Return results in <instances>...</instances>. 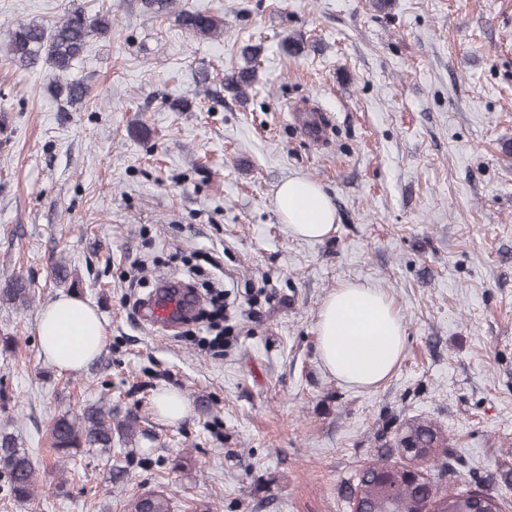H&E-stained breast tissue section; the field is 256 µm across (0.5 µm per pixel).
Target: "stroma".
Masks as SVG:
<instances>
[{"label":"stroma","mask_w":512,"mask_h":512,"mask_svg":"<svg viewBox=\"0 0 512 512\" xmlns=\"http://www.w3.org/2000/svg\"><path fill=\"white\" fill-rule=\"evenodd\" d=\"M0 0V435L29 449L33 502L0 488V512H127L149 491L172 512H352L344 489L379 453L389 417L430 420L456 443L439 487L494 476L512 512V0ZM110 14L58 96L49 65L19 69L9 32L70 8ZM181 9L224 23L218 39L181 27ZM303 39L286 54V36ZM258 49L243 97L224 87ZM314 104L333 126L305 138ZM293 175L337 211L322 240L292 237L277 211ZM220 262L237 302L222 354L206 323L168 333L138 317L160 278ZM21 280L29 303L7 300ZM348 282L381 289L405 329L383 383L338 381L316 321ZM63 294L94 307L104 347L59 371L39 344L43 308ZM180 392L171 423L153 404ZM93 404L134 415L135 462L49 445L57 418Z\"/></svg>","instance_id":"1"}]
</instances>
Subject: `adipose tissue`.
I'll return each mask as SVG.
<instances>
[{
	"label": "adipose tissue",
	"instance_id": "1",
	"mask_svg": "<svg viewBox=\"0 0 512 512\" xmlns=\"http://www.w3.org/2000/svg\"><path fill=\"white\" fill-rule=\"evenodd\" d=\"M275 204L289 234L320 240L335 229L336 208L322 185L296 175L283 181ZM318 349L331 374L357 387L385 380L404 354V327L386 294L348 283L329 294L316 325ZM38 335L45 357L62 372H76L99 355L100 319L74 295H62L40 313Z\"/></svg>",
	"mask_w": 512,
	"mask_h": 512
}]
</instances>
